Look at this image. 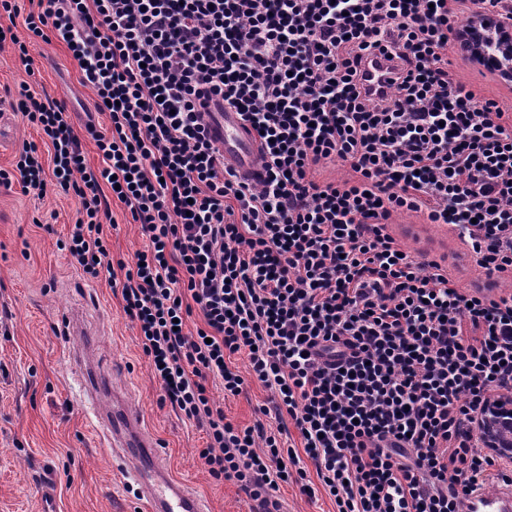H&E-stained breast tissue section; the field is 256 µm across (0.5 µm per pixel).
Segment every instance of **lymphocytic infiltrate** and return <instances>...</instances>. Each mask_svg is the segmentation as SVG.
Masks as SVG:
<instances>
[{"label":"lymphocytic infiltrate","mask_w":512,"mask_h":512,"mask_svg":"<svg viewBox=\"0 0 512 512\" xmlns=\"http://www.w3.org/2000/svg\"><path fill=\"white\" fill-rule=\"evenodd\" d=\"M25 25L63 43L110 130H76L65 100L21 85L0 107L44 133L0 185L74 195L63 247L100 278L113 187L145 245L123 311L169 401L204 427L210 473L244 494L300 484L336 512H463L491 477L475 429L512 390V115L457 83L446 53L478 11L512 0H39ZM399 60L373 92V51ZM260 134L262 174L226 167L205 93ZM89 134L101 162L85 163ZM352 176L321 184L310 171ZM399 212L458 230L480 273L456 288L446 262L404 251ZM199 311L188 334L174 323ZM245 354L275 421L300 437L225 422L207 390L245 383ZM315 480H308L307 466Z\"/></svg>","instance_id":"f902f5d3"}]
</instances>
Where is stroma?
Instances as JSON below:
<instances>
[{"label":"stroma","instance_id":"obj_1","mask_svg":"<svg viewBox=\"0 0 512 512\" xmlns=\"http://www.w3.org/2000/svg\"><path fill=\"white\" fill-rule=\"evenodd\" d=\"M16 31L34 60L26 73L11 48H0V96L18 93L21 83L65 99L75 125L93 111L95 95L63 44L28 37L25 15L38 12L36 0H19ZM455 81L480 96H507L512 90L478 67L449 54ZM45 137L21 113L0 112V169H11L22 143ZM114 228L108 229L112 261L133 263L145 239L127 208L110 202ZM77 218L73 195L23 194L0 185V512H39L40 497L51 492L59 512H136L138 487L124 480L121 462L101 447L79 399V374L70 355L79 345L68 334L67 318L79 317L91 334L94 356L110 384L129 390L145 438L162 450L172 476L203 497L209 512H248L244 493L211 476L199 453L204 429L161 400L162 389L142 351L139 333L122 309L120 291L106 279L87 280L77 262L58 246ZM392 235L404 249L430 257L460 251L443 224L425 223L419 213L395 216ZM246 381L240 395L220 384L209 393L224 419L253 425L270 393L251 377L246 356L234 358Z\"/></svg>","mask_w":512,"mask_h":512}]
</instances>
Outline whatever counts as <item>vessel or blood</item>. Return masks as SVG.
<instances>
[{
    "mask_svg": "<svg viewBox=\"0 0 512 512\" xmlns=\"http://www.w3.org/2000/svg\"><path fill=\"white\" fill-rule=\"evenodd\" d=\"M210 134L224 150V161L237 172L250 177L259 174L257 159L261 143L238 113L225 109L220 99L209 102ZM71 361L79 367L91 402V415L102 447L113 456L130 461L128 479L138 484L140 496L149 512H208L207 503L187 485L175 482L162 464L155 442L139 433V421L133 417L120 394H109L95 378L90 349L72 353ZM111 408H103V401ZM465 512H512V482L484 484L472 492Z\"/></svg>",
    "mask_w": 512,
    "mask_h": 512,
    "instance_id": "b4317fda",
    "label": "vessel or blood"
}]
</instances>
